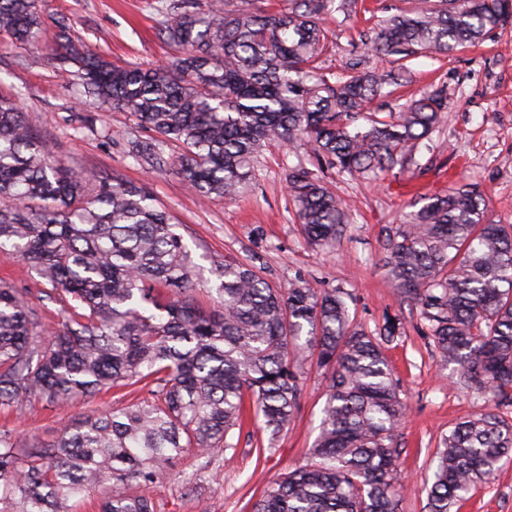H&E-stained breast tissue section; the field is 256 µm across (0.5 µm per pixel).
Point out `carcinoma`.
Listing matches in <instances>:
<instances>
[{
  "instance_id": "carcinoma-1",
  "label": "carcinoma",
  "mask_w": 512,
  "mask_h": 512,
  "mask_svg": "<svg viewBox=\"0 0 512 512\" xmlns=\"http://www.w3.org/2000/svg\"><path fill=\"white\" fill-rule=\"evenodd\" d=\"M362 0H288L272 13L229 0L206 13L196 0H170L162 32L181 49L163 67L119 66L72 38L65 18L53 60L85 93L124 112L153 137L135 144L143 159L178 149V173L204 203L231 200L251 179L265 146L307 149L352 177L418 165L424 140L446 111L442 88L388 112L375 101L402 84V60L475 47L512 24V0H440L381 21L367 50L399 67L356 61L330 81L319 58L327 16L357 15ZM37 0H0V33L39 41ZM287 189L303 235L333 249L351 209L307 168ZM486 197L463 184L424 198L403 223L384 229L388 274L420 309L434 346L456 367L463 389L490 396L484 413L439 441L428 512H456L512 455V224L485 220ZM9 247L49 285L62 331L46 337L28 291L0 280V409L56 405L115 386L148 396L64 428L55 441L14 452L0 428V503L7 512H64V501L97 485L165 477L182 453L233 447L246 401L270 439L299 408L304 365L326 374L327 399L311 463L268 486L253 512H396L406 413L384 343L400 334L385 320L368 331L347 293L298 279L273 287L248 262H212L221 311L195 301L200 266L179 225L139 186L60 166L0 95V248ZM99 512H154L142 497L114 493Z\"/></svg>"
}]
</instances>
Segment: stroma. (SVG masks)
Returning <instances> with one entry per match:
<instances>
[{
  "mask_svg": "<svg viewBox=\"0 0 512 512\" xmlns=\"http://www.w3.org/2000/svg\"><path fill=\"white\" fill-rule=\"evenodd\" d=\"M153 4L38 0L46 20L39 45H19L0 33V94L18 98L29 124L68 168L99 178L118 176L152 195L180 224L202 265L234 257L261 268L278 288L301 278L316 288L344 289L357 322L371 330L385 317L399 318L401 334L385 347L406 406L397 437L401 454L396 478L405 486L397 512H427L432 459L441 436L458 422L485 412L489 403L455 384L452 368L435 350L419 310L400 300L387 275L381 232L400 223L421 196L440 193L454 183L479 186L489 197L487 220L512 224V27L490 32L479 49L410 61V80L388 98V105L397 107L422 88L443 85L448 90L445 119L422 149L417 168L385 172L373 182L328 172L337 195L353 208L352 224L330 250L303 237L288 198V171L296 166L318 168L308 153L277 144L266 147L255 157L249 186L240 197L201 204L178 174L174 156L158 165L136 160L133 144L148 137L147 129L124 113L97 107L82 96L74 77L56 67L53 20L61 16L67 18L73 38L114 64L165 65L176 49L163 37L162 16ZM408 5L409 0H368V12L358 17L333 13L326 21L333 46L322 58L324 71L341 75L356 60L390 70L391 58L371 55L364 42L379 20ZM1 278L38 298L47 332L61 330L64 318L57 304L39 299L44 281L7 249H0ZM132 400L126 389L115 388L63 405L36 402L21 414L0 415V424L14 429L21 453L31 444L51 442L64 426L127 407ZM325 400L326 380L316 367H309L295 418L276 439L248 420L234 433L232 448L216 452L212 462L189 451L167 478L97 487L74 503L71 512H98L100 500L116 489L147 498L154 512H251L267 486L307 463ZM460 512H512V458L503 460L493 478L472 491Z\"/></svg>",
  "mask_w": 512,
  "mask_h": 512,
  "instance_id": "35a3bbf8",
  "label": "stroma"
}]
</instances>
